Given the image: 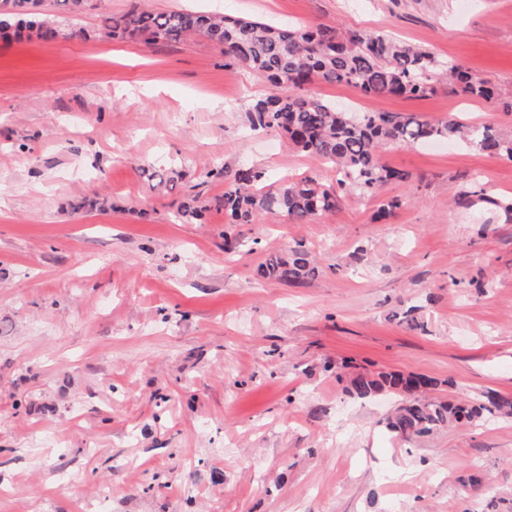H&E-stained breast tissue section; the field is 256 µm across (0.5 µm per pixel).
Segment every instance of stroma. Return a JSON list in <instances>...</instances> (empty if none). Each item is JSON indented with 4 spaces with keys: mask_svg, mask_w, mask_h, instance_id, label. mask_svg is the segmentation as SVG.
I'll return each mask as SVG.
<instances>
[{
    "mask_svg": "<svg viewBox=\"0 0 512 512\" xmlns=\"http://www.w3.org/2000/svg\"><path fill=\"white\" fill-rule=\"evenodd\" d=\"M136 5L385 30L512 99V0H89L72 21L90 38L0 39V512H512V417L406 441L387 428L396 398L353 399L333 373L512 396V162L390 146L410 178L382 189L401 201L385 219L348 194L306 224L180 223L186 198L223 194L221 167L334 173L250 130L252 102L283 89L209 42L99 35ZM311 91L512 133V111L444 83ZM151 168L172 188L150 189ZM94 196L106 209L79 208ZM299 243L317 276H258Z\"/></svg>",
    "mask_w": 512,
    "mask_h": 512,
    "instance_id": "35a3bbf8",
    "label": "stroma"
}]
</instances>
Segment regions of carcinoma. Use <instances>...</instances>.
<instances>
[{
    "mask_svg": "<svg viewBox=\"0 0 512 512\" xmlns=\"http://www.w3.org/2000/svg\"><path fill=\"white\" fill-rule=\"evenodd\" d=\"M44 3L0 0V35L15 39L35 35L44 40L77 35L66 33L49 18ZM101 31L110 38L120 36L147 46L199 36L218 47L229 62L284 86V94L259 99L249 107L250 128L280 133L295 149L336 169V183L304 176L273 185L252 165L240 166L231 176L220 168L216 175L224 178V194L214 199V207L224 210L232 224H250L260 214L284 215L295 224H306L335 211L347 191L374 197L391 182L408 181V173L381 162L380 150L389 143H462L512 160V136L490 125L459 118L432 122L413 113L355 112L305 92V85L321 80L351 85L365 96L418 98L446 80L465 94L500 102L493 87L462 65L440 62L431 52L383 32L273 26L218 12L153 11L138 6L104 17ZM317 271L301 244L269 254L259 268L264 278L293 284L314 277ZM435 386L434 379L416 374L356 373L348 377L346 392L361 401L381 395L401 398L404 404L388 419V427L407 440L448 425H472L486 414L512 415L511 397L491 394L453 401L426 397Z\"/></svg>",
    "mask_w": 512,
    "mask_h": 512,
    "instance_id": "obj_1",
    "label": "carcinoma"
}]
</instances>
